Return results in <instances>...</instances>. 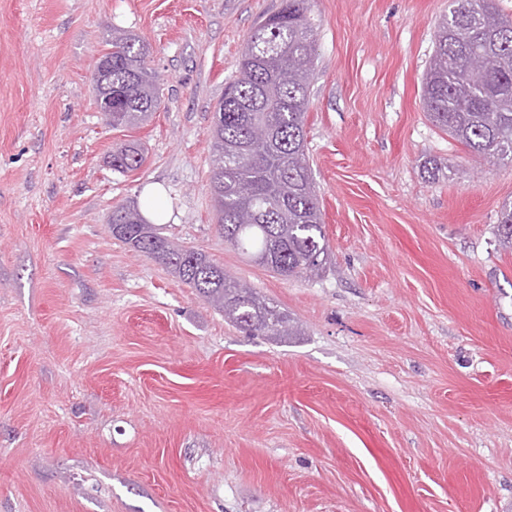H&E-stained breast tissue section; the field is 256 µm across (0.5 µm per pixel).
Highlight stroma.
<instances>
[{
  "label": "stroma",
  "instance_id": "obj_1",
  "mask_svg": "<svg viewBox=\"0 0 512 512\" xmlns=\"http://www.w3.org/2000/svg\"><path fill=\"white\" fill-rule=\"evenodd\" d=\"M449 3L313 0L329 258L287 279L217 233L209 189L215 107L280 0H0V512H512V165L422 107ZM116 25L152 47L139 127L95 102ZM128 142L142 166L112 170ZM156 184L162 234L296 335L240 329L113 237Z\"/></svg>",
  "mask_w": 512,
  "mask_h": 512
}]
</instances>
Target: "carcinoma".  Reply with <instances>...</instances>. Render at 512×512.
<instances>
[{
    "mask_svg": "<svg viewBox=\"0 0 512 512\" xmlns=\"http://www.w3.org/2000/svg\"><path fill=\"white\" fill-rule=\"evenodd\" d=\"M149 55L139 36L112 29V75L104 80L112 85V105L96 98L100 112L112 111V126L145 122L159 108ZM473 57L487 64L480 82L468 72ZM315 58L311 0H282L250 33L211 128L217 232L287 279L319 274L328 256L304 139ZM421 101L432 123L471 152L512 164V18L497 0H451L436 25ZM256 120L268 126L271 140L250 155ZM143 162L134 145L112 151L115 171H133ZM110 228L114 238L166 266L239 327L270 338L295 335L287 312L231 279L204 251L173 245L137 209L114 208ZM498 238L512 250V203L502 206Z\"/></svg>",
    "mask_w": 512,
    "mask_h": 512,
    "instance_id": "obj_1",
    "label": "carcinoma"
}]
</instances>
